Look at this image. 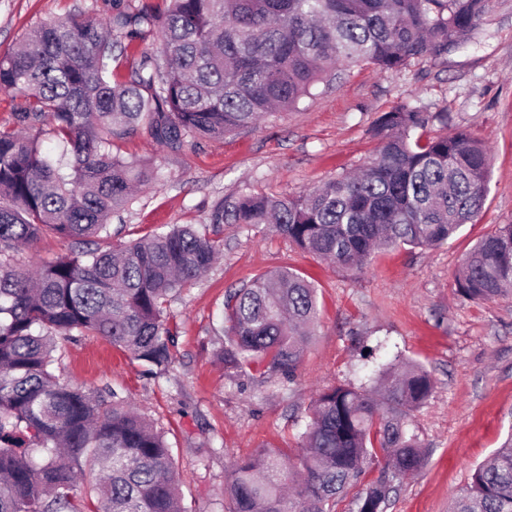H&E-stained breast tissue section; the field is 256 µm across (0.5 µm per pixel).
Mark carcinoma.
Returning <instances> with one entry per match:
<instances>
[{"mask_svg": "<svg viewBox=\"0 0 512 512\" xmlns=\"http://www.w3.org/2000/svg\"><path fill=\"white\" fill-rule=\"evenodd\" d=\"M102 21L77 10L28 32L0 55V88L20 102L0 127V512H183L171 448L129 402L72 388L56 374L55 334H92L161 373L170 361L168 305L214 263L221 224H270L300 250L363 270L383 247H436L474 221L490 153L470 133L432 134L433 116L404 104L372 129L375 161L296 196L245 192L218 200L212 230L176 224L108 244L112 216L155 179L114 149L144 128L180 152L197 137L253 129L288 111L344 66L396 71L466 46L489 0H166ZM160 50L120 69L128 44L154 31ZM62 145L46 153L44 131ZM46 235L72 248L36 268L17 262ZM457 291L512 295V224L464 259ZM314 285L290 268L256 275L224 297V366L265 364L293 380L318 323ZM432 390L398 359L372 383L317 395L302 454L263 450L236 461L230 512H386L419 472L424 445L410 411ZM379 464L378 476L365 475ZM89 481L77 499L79 481ZM452 512H512V439L476 467Z\"/></svg>", "mask_w": 512, "mask_h": 512, "instance_id": "1", "label": "carcinoma"}]
</instances>
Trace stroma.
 Instances as JSON below:
<instances>
[{"label":"stroma","instance_id":"obj_1","mask_svg":"<svg viewBox=\"0 0 512 512\" xmlns=\"http://www.w3.org/2000/svg\"><path fill=\"white\" fill-rule=\"evenodd\" d=\"M145 4L160 9L164 0H0V53L70 11L105 19L116 7ZM405 101L433 113L430 131L466 130L491 149L485 205L447 243L387 248L351 271L301 252L268 226L226 224L217 263L170 303L167 374L153 375L103 338L58 337L65 382L117 391L164 434L185 512H229L236 460L261 448H296L320 390L360 384L397 357L426 370L434 389L412 413L426 463L403 480L388 512H448L475 468L512 433V297L468 300L455 285L476 241L512 224V0H490L465 48L397 71L351 65L344 79L319 84L298 108L267 115L254 129L202 138L179 152L145 130L128 135L122 154L149 162L157 178L112 227L128 242L207 223L227 194L298 195L360 170L376 156L374 123ZM280 266L314 284L320 309L297 377L234 375L214 356L224 343V296Z\"/></svg>","mask_w":512,"mask_h":512}]
</instances>
